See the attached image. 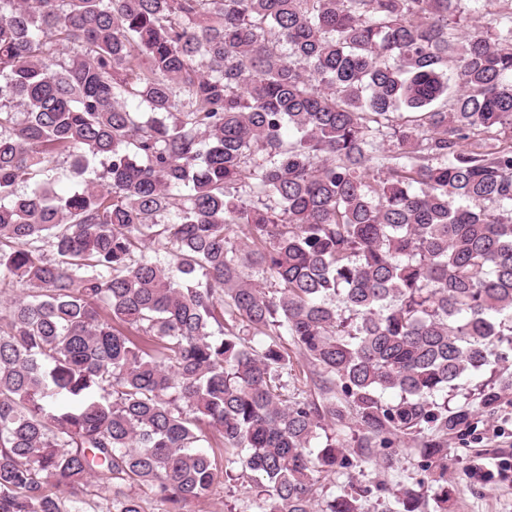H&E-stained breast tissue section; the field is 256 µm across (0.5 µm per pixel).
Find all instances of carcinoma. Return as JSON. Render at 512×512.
<instances>
[{"mask_svg":"<svg viewBox=\"0 0 512 512\" xmlns=\"http://www.w3.org/2000/svg\"><path fill=\"white\" fill-rule=\"evenodd\" d=\"M474 2L0 0V512H447L504 389L448 392L512 350V5ZM399 438L430 485L355 481ZM248 479L226 483L210 497L191 507L193 512H255L253 496L248 492Z\"/></svg>","mask_w":512,"mask_h":512,"instance_id":"obj_1","label":"carcinoma"}]
</instances>
